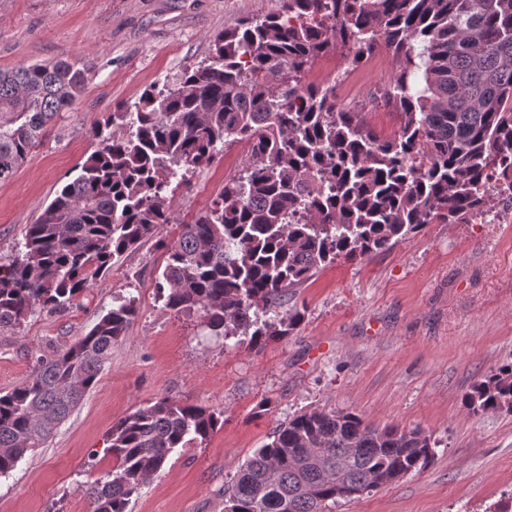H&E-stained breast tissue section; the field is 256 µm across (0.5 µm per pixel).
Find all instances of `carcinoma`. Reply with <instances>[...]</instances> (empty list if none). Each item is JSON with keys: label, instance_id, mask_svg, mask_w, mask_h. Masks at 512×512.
<instances>
[{"label": "carcinoma", "instance_id": "obj_1", "mask_svg": "<svg viewBox=\"0 0 512 512\" xmlns=\"http://www.w3.org/2000/svg\"><path fill=\"white\" fill-rule=\"evenodd\" d=\"M381 41L397 61L384 95L402 115L389 138L340 106L335 87L304 81L337 47L358 61ZM86 84L87 70L67 61L0 72V182ZM511 101L512 0H282L213 36L207 59L173 87L151 86L109 113L79 175L0 263V326L73 305L112 259L171 223L177 170L243 142L240 173L165 245L158 288L167 308L202 314L213 336H248L256 349L290 336L304 319L294 289L327 265L388 251L427 224H467L489 206L488 185L512 190ZM135 316V299L119 298L0 394V476L82 402ZM463 406L511 411L512 363L475 383ZM219 422L167 397L119 419L108 433L112 474L85 490L90 512H127L176 449L203 444ZM435 447L418 429L302 411L224 488V512H325L427 464Z\"/></svg>", "mask_w": 512, "mask_h": 512}]
</instances>
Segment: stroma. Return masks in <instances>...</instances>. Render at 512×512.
Here are the masks:
<instances>
[{"mask_svg":"<svg viewBox=\"0 0 512 512\" xmlns=\"http://www.w3.org/2000/svg\"><path fill=\"white\" fill-rule=\"evenodd\" d=\"M280 0H0V70L66 59L89 72L15 174L0 182V259L22 243L95 143L90 133L147 87L174 86L202 61L215 33L277 12ZM342 53L318 59L341 75L342 107H364L382 138L399 129L383 98L394 61L378 46L368 67ZM247 158L223 148L188 172L158 239L210 204ZM158 239L114 258L62 311L35 309L0 327V393L27 382L37 358L76 343L116 297L138 314L95 386L42 447L0 477V512H89L86 487L111 473L113 423L158 398L206 406L222 423L201 445L177 449L133 495L128 512H224V488L273 431L302 410L360 414L372 425L419 429L433 460L380 490L327 512H498L512 504V412L474 415L471 386L512 362V223L428 224L389 251L337 259L296 288L304 320L294 335L252 349L248 337L205 335L199 313L169 309L158 290L166 256Z\"/></svg>","mask_w":512,"mask_h":512,"instance_id":"1","label":"stroma"}]
</instances>
